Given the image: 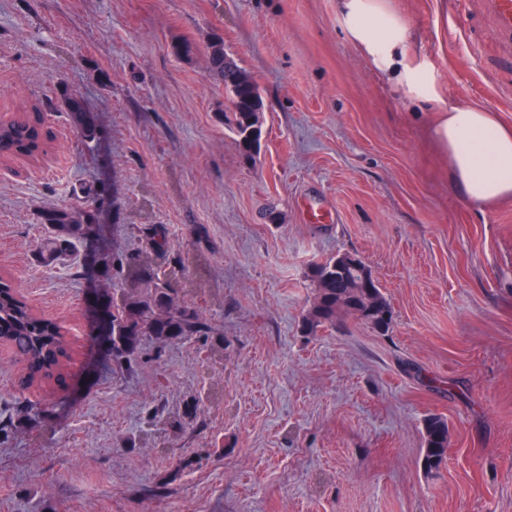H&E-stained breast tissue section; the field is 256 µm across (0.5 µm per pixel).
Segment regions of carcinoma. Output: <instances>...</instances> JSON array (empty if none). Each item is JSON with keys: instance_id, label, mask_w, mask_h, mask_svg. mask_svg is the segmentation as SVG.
<instances>
[{"instance_id": "cac0c4a2", "label": "carcinoma", "mask_w": 512, "mask_h": 512, "mask_svg": "<svg viewBox=\"0 0 512 512\" xmlns=\"http://www.w3.org/2000/svg\"><path fill=\"white\" fill-rule=\"evenodd\" d=\"M208 63L214 75L224 82L228 93L230 128L237 137L243 156L249 158L261 135L263 100L257 83L240 67L227 61L224 39L215 37L209 46ZM66 112L82 129L85 142L97 138L94 125L85 120L86 109L76 95L65 97ZM27 122L22 119L3 121L0 140L5 152H11L23 140ZM37 222L50 224L58 241L72 242L82 238L95 222L91 210L73 208H43ZM114 277L130 283L112 297V356L128 370L137 363L138 349L146 336L159 342L196 338L208 342L217 335L211 322L196 308L185 303L181 290L171 287L169 278L149 272L134 257L122 253L112 259ZM309 277L315 287V298L303 319L309 335L334 327L336 323L356 317L380 335L389 333L392 319L379 320L377 314L392 313L389 300L375 278L365 279L349 268L336 273V258L315 263ZM0 343L12 349L23 365L20 386L24 387L41 376L48 375V354L64 355L67 339L59 323L35 316L11 286H0ZM424 441L422 465L426 474L437 472L448 458V422L440 415H429L422 423Z\"/></svg>"}]
</instances>
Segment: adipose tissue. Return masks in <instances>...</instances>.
Returning <instances> with one entry per match:
<instances>
[{"mask_svg":"<svg viewBox=\"0 0 512 512\" xmlns=\"http://www.w3.org/2000/svg\"><path fill=\"white\" fill-rule=\"evenodd\" d=\"M339 11L358 52L392 79L408 102L434 105L431 132L447 153L451 180L462 194L480 205L512 199V127L478 104H441L432 70L410 55L406 23L385 0H339Z\"/></svg>","mask_w":512,"mask_h":512,"instance_id":"adipose-tissue-1","label":"adipose tissue"}]
</instances>
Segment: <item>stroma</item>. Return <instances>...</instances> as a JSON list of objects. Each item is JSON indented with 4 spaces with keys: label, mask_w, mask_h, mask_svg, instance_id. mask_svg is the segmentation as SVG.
Returning <instances> with one entry per match:
<instances>
[{
    "label": "stroma",
    "mask_w": 512,
    "mask_h": 512,
    "mask_svg": "<svg viewBox=\"0 0 512 512\" xmlns=\"http://www.w3.org/2000/svg\"><path fill=\"white\" fill-rule=\"evenodd\" d=\"M338 0H0V114L38 103L43 160L0 161V274L68 334L63 390L20 389L0 345V512H512V202L449 178L429 105L351 44ZM447 105L512 124V53L465 0H388ZM263 99L239 152L214 36ZM194 42L192 57L172 44ZM78 95L85 142L61 91ZM331 207L307 223L304 205ZM97 220L49 266L43 208ZM153 255L224 343L143 340L126 372L107 322L112 252ZM363 259L388 335L305 334L313 263ZM448 458L421 466L424 418ZM424 441L422 465L426 474L437 472L448 458V422L440 415H429L422 423Z\"/></svg>",
    "instance_id": "stroma-1"
}]
</instances>
